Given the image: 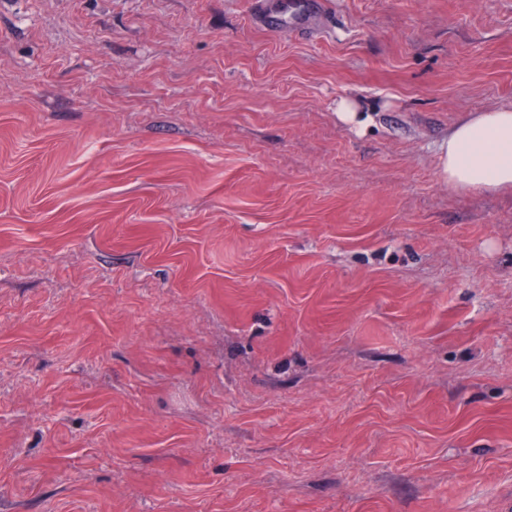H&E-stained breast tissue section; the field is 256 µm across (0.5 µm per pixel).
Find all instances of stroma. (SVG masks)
I'll return each instance as SVG.
<instances>
[{"label":"stroma","instance_id":"obj_1","mask_svg":"<svg viewBox=\"0 0 512 512\" xmlns=\"http://www.w3.org/2000/svg\"><path fill=\"white\" fill-rule=\"evenodd\" d=\"M316 2L0 0V512H512V0ZM271 1L263 3L266 17L270 24H279L290 19L295 28H303L310 9V2H295L304 0H261ZM476 113L441 144L439 173L461 191H512V106Z\"/></svg>","mask_w":512,"mask_h":512}]
</instances>
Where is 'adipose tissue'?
<instances>
[{
	"mask_svg": "<svg viewBox=\"0 0 512 512\" xmlns=\"http://www.w3.org/2000/svg\"><path fill=\"white\" fill-rule=\"evenodd\" d=\"M439 173L461 191L512 190V106L458 123L440 146Z\"/></svg>",
	"mask_w": 512,
	"mask_h": 512,
	"instance_id": "obj_1",
	"label": "adipose tissue"
}]
</instances>
